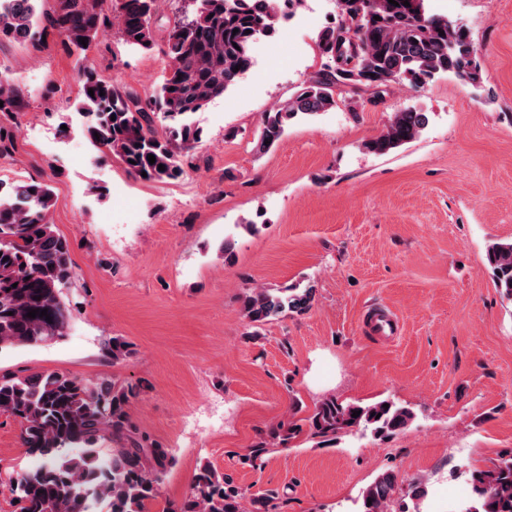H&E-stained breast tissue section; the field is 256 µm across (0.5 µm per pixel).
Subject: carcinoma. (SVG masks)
I'll return each instance as SVG.
<instances>
[{"mask_svg":"<svg viewBox=\"0 0 512 512\" xmlns=\"http://www.w3.org/2000/svg\"><path fill=\"white\" fill-rule=\"evenodd\" d=\"M409 5H404V2ZM52 15L42 18L38 0H0V42L42 44L50 28L71 47L92 43L101 26L113 19L124 44L151 52L156 46L153 21L157 0H112V15L97 0H55ZM194 8L169 25L163 55L167 59L153 99L142 102L122 91L88 65L79 72L81 108L92 117L90 132L102 160L118 159L145 180H177L186 174L189 153L202 140L194 115L224 95L250 70L252 47L275 31L293 0H192ZM337 0L338 19L317 35L327 59L288 100L264 114L257 148L266 151L285 135L290 122L336 107L348 96L355 105L399 84L423 88L442 75H455L475 86L479 65L465 25L426 12L424 0ZM94 94H88L89 90ZM105 95H100V92ZM427 113L407 107L393 113L380 135L363 144L368 152L387 154L417 138L428 126ZM270 144H265V141ZM155 156L149 163L147 156ZM165 170H158V165ZM51 187L42 182H0V350L34 346L67 335L70 311L62 289L75 277L69 240L48 221ZM496 286L512 302V241H495L487 251ZM311 288H258L243 298L242 310L254 334L275 317L307 311ZM47 316L28 317L32 310ZM119 363L131 355L118 336L105 343ZM140 387L93 384L63 371L0 375V414L17 420L22 444L38 454L35 470L0 477V487L16 501L17 512H146L160 496L164 476L176 458L149 440L131 422L130 404ZM358 411L360 415L353 416ZM415 418L411 409L384 399L370 405L343 404L328 398L307 417L310 435L330 442L355 429L388 439ZM302 431L291 423L271 432L270 440L248 449L243 461L254 463L287 444ZM112 439V456H100L98 443ZM476 499L465 512H512V454L485 469L470 472ZM398 479L383 473L362 494L360 512H419L396 497ZM242 493L210 464L193 476L189 491L173 512H245Z\"/></svg>","mask_w":512,"mask_h":512,"instance_id":"1","label":"carcinoma"}]
</instances>
